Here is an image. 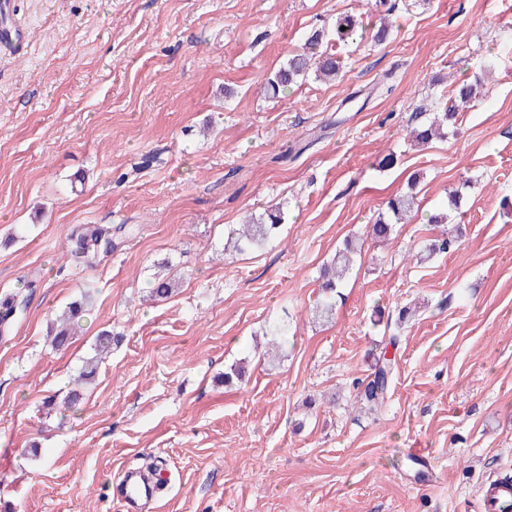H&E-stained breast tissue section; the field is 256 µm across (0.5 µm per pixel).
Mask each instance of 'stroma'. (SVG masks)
<instances>
[{
  "mask_svg": "<svg viewBox=\"0 0 512 512\" xmlns=\"http://www.w3.org/2000/svg\"><path fill=\"white\" fill-rule=\"evenodd\" d=\"M13 9L27 42L0 48V297L24 303L0 336V512H124L120 474L149 464L166 489L143 512H480L482 485L512 477V0ZM345 14L389 17V40L335 46L339 79L266 95ZM488 66L476 106L415 146L422 112ZM389 152L397 166L380 169ZM413 174L418 214L373 242L366 225ZM278 203L265 247L225 248ZM443 210L447 225L429 223ZM79 224L133 232L90 269L62 256ZM446 229L456 246L417 262ZM347 238L362 260L315 316L319 270ZM160 274L180 286L153 301ZM84 293L81 334L52 349L50 320ZM277 326L288 341L270 358ZM103 329L118 340L64 409ZM394 333L371 414L353 381ZM239 362L244 382L225 386Z\"/></svg>",
  "mask_w": 512,
  "mask_h": 512,
  "instance_id": "1",
  "label": "stroma"
}]
</instances>
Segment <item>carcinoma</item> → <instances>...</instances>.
Wrapping results in <instances>:
<instances>
[{
	"mask_svg": "<svg viewBox=\"0 0 512 512\" xmlns=\"http://www.w3.org/2000/svg\"><path fill=\"white\" fill-rule=\"evenodd\" d=\"M359 27L360 23L357 19L351 15H343L336 19L331 30L327 31L323 28L314 30L301 49L291 54L286 63L267 79V92L275 95L279 90H285L307 78L311 73L319 80H332L338 77L342 69L340 58L324 49V45L333 39L343 43L356 39L359 36ZM483 83L484 77L477 76L472 83L455 85L448 99L442 104L441 111L433 113V117L410 129L409 135L423 146L442 137L444 126L455 122L458 114L470 108L471 104L479 98ZM417 207L416 194L411 191L390 199L387 203V211L379 214L374 224L370 226V235L383 241L390 239L394 225L404 222ZM283 221V211L278 207L258 216L252 215L240 225L231 244L238 251L259 248L275 234ZM125 228L124 224L114 227L80 224L69 236L66 254L70 259L91 267L102 257L112 253V250L120 244ZM455 243L456 237L446 233L433 240L423 251L416 253V260L422 262L436 254H446ZM356 254V247L348 241L343 248L336 251L330 265L324 268L321 288L325 298L316 304V312L319 315L327 317L332 313L333 293L338 288V281L353 265ZM177 287L178 281L175 278L163 277L154 282L153 294L158 298H167ZM17 312L18 295L10 294L0 300L1 336L11 333ZM85 315H87L86 299L69 303L52 321L50 327L52 347L58 350L69 346L81 328ZM112 342V332L99 333L96 338L95 355L86 361L83 371L75 381V388L69 392L64 401L66 408L74 409L80 405L83 400V385L94 376L98 362L110 351ZM394 363L395 358L387 357V351L380 352L371 379L360 392L361 401L369 407L384 404Z\"/></svg>",
	"mask_w": 512,
	"mask_h": 512,
	"instance_id": "obj_1",
	"label": "carcinoma"
}]
</instances>
